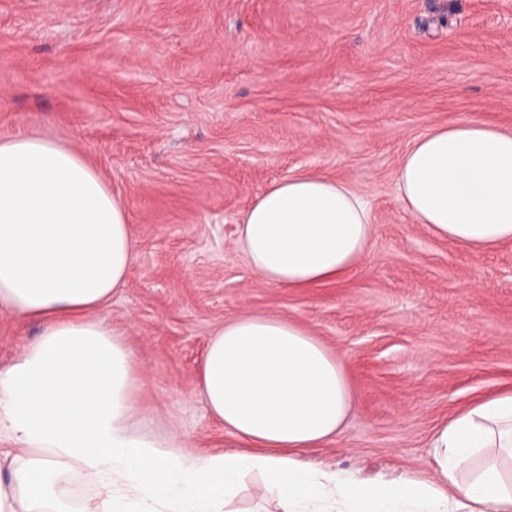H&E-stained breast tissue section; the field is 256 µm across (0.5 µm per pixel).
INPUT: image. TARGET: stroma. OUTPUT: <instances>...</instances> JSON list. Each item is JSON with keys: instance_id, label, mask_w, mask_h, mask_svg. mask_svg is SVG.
Returning a JSON list of instances; mask_svg holds the SVG:
<instances>
[{"instance_id": "35a3bbf8", "label": "stroma", "mask_w": 512, "mask_h": 512, "mask_svg": "<svg viewBox=\"0 0 512 512\" xmlns=\"http://www.w3.org/2000/svg\"><path fill=\"white\" fill-rule=\"evenodd\" d=\"M512 131V0H0V139L85 158L126 208L138 260L106 309L136 365V433L196 455L228 449L199 366L224 322L297 320L355 395L310 459L370 478L430 473L433 429L512 388V244L433 237L401 208L396 172L432 128ZM307 172L369 202L367 258L288 291L259 280L238 220ZM0 315V368L37 337Z\"/></svg>"}]
</instances>
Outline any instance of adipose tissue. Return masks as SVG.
<instances>
[{
  "label": "adipose tissue",
  "mask_w": 512,
  "mask_h": 512,
  "mask_svg": "<svg viewBox=\"0 0 512 512\" xmlns=\"http://www.w3.org/2000/svg\"><path fill=\"white\" fill-rule=\"evenodd\" d=\"M397 199L436 237L475 253L512 243V132L481 121L417 137ZM266 284L338 280L367 257L371 215L350 184L298 173L269 185L238 224ZM138 258L127 212L74 151L0 141V313L38 337L0 371V512H65L68 477L96 486L80 512H225L257 473L280 512H512V390L437 425L433 474L363 479L303 461L353 409L344 361L299 322L249 314L208 341L199 390L239 450L194 455L131 432L135 362L105 309Z\"/></svg>",
  "instance_id": "1"
}]
</instances>
